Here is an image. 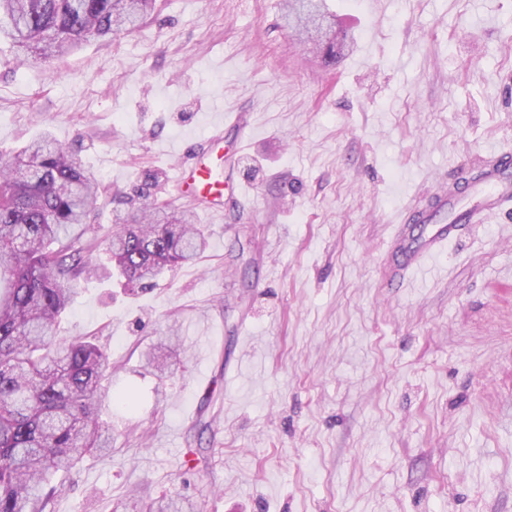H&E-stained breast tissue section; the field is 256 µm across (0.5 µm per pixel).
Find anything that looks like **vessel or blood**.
<instances>
[{
	"label": "vessel or blood",
	"instance_id": "b4317fda",
	"mask_svg": "<svg viewBox=\"0 0 512 512\" xmlns=\"http://www.w3.org/2000/svg\"><path fill=\"white\" fill-rule=\"evenodd\" d=\"M475 165L478 198L473 206L455 208L449 189L436 193L431 208L405 205L406 224L423 225L424 231L414 239L404 226L397 227L392 244L400 260L388 266L389 282L405 288L434 274V260L458 237L461 226L483 224L512 205V153L492 147L478 155ZM174 184L179 194L207 204L210 211H218L224 203V182L213 167L190 164L176 174Z\"/></svg>",
	"mask_w": 512,
	"mask_h": 512
}]
</instances>
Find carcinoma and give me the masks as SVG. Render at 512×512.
Listing matches in <instances>:
<instances>
[{"label": "carcinoma", "mask_w": 512, "mask_h": 512, "mask_svg": "<svg viewBox=\"0 0 512 512\" xmlns=\"http://www.w3.org/2000/svg\"><path fill=\"white\" fill-rule=\"evenodd\" d=\"M154 8L155 0H0V41L18 61L59 57L89 37L130 30ZM284 16L327 66L353 50L341 28L308 43L298 0H284ZM98 188L48 133L0 154V512H53L58 475L108 446L99 417L111 366L95 338L56 335L74 283L102 270L100 245L131 294L206 247L190 211L149 193L100 242L86 225Z\"/></svg>", "instance_id": "cac0c4a2"}]
</instances>
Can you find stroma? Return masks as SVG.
I'll list each match as a JSON object with an SVG mask.
<instances>
[{
	"label": "stroma",
	"instance_id": "obj_1",
	"mask_svg": "<svg viewBox=\"0 0 512 512\" xmlns=\"http://www.w3.org/2000/svg\"><path fill=\"white\" fill-rule=\"evenodd\" d=\"M329 5L355 39L329 69L280 0H157L59 59L0 50V150L50 129L99 180L101 239L145 182L173 199L211 121L239 106L253 124L223 133L196 260L135 295L79 282L58 333L112 364V450L55 512H512V215L464 227L413 287L382 278L408 196L512 151V0Z\"/></svg>",
	"mask_w": 512,
	"mask_h": 512
}]
</instances>
